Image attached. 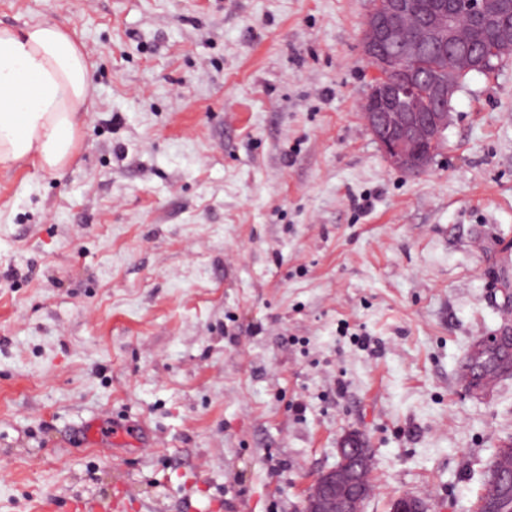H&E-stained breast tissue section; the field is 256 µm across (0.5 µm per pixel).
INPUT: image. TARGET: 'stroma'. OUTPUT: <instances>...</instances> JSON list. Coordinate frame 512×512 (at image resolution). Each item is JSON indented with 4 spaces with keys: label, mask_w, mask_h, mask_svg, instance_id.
<instances>
[{
    "label": "stroma",
    "mask_w": 512,
    "mask_h": 512,
    "mask_svg": "<svg viewBox=\"0 0 512 512\" xmlns=\"http://www.w3.org/2000/svg\"><path fill=\"white\" fill-rule=\"evenodd\" d=\"M372 8L0 0L82 45L94 98L63 175L0 171V512H301L350 431L363 512H473L512 443V375L461 379L512 312V56L395 171L362 118ZM92 418L154 440L112 456Z\"/></svg>",
    "instance_id": "obj_1"
}]
</instances>
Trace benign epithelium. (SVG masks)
<instances>
[{
    "instance_id": "benign-epithelium-1",
    "label": "benign epithelium",
    "mask_w": 512,
    "mask_h": 512,
    "mask_svg": "<svg viewBox=\"0 0 512 512\" xmlns=\"http://www.w3.org/2000/svg\"><path fill=\"white\" fill-rule=\"evenodd\" d=\"M508 0H459L457 10L441 9L415 23L413 36L396 44V58L389 57L393 32L412 22L407 0H379L367 16L362 37L365 58L376 70L363 110L389 166L419 175L430 166L436 146L448 127L449 103L456 85L427 79L432 99L418 89L421 76L414 66L426 48L439 44L459 69H481L478 60L460 45L461 17L467 14L487 24L496 39L498 57L512 55V8ZM368 449L341 440L336 466L319 473L305 496V512H362L358 468Z\"/></svg>"
}]
</instances>
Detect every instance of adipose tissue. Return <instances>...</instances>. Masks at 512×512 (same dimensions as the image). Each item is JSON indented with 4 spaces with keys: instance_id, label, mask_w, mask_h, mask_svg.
I'll use <instances>...</instances> for the list:
<instances>
[{
    "instance_id": "obj_1",
    "label": "adipose tissue",
    "mask_w": 512,
    "mask_h": 512,
    "mask_svg": "<svg viewBox=\"0 0 512 512\" xmlns=\"http://www.w3.org/2000/svg\"><path fill=\"white\" fill-rule=\"evenodd\" d=\"M89 91L88 60L59 26L0 28V170L32 162L62 172L74 158Z\"/></svg>"
}]
</instances>
